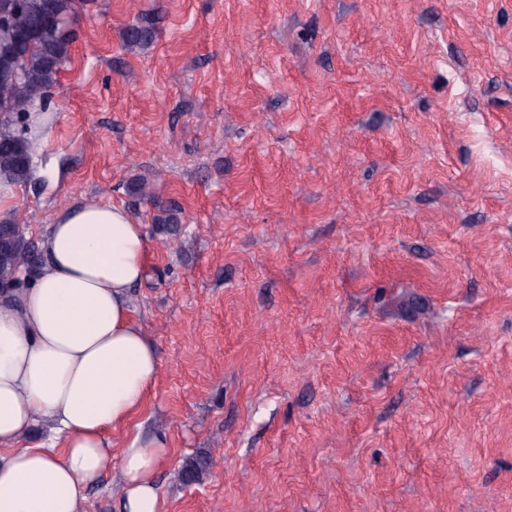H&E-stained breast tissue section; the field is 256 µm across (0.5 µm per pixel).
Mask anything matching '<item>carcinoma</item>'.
<instances>
[{"label":"carcinoma","mask_w":512,"mask_h":512,"mask_svg":"<svg viewBox=\"0 0 512 512\" xmlns=\"http://www.w3.org/2000/svg\"><path fill=\"white\" fill-rule=\"evenodd\" d=\"M79 0H0V176L25 182L32 176L27 139L12 129L13 115L42 104L70 53L72 36L60 27L71 20ZM22 213L0 224V287L40 260L38 245L21 226Z\"/></svg>","instance_id":"obj_1"}]
</instances>
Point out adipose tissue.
Segmentation results:
<instances>
[{"label": "adipose tissue", "instance_id": "adipose-tissue-1", "mask_svg": "<svg viewBox=\"0 0 512 512\" xmlns=\"http://www.w3.org/2000/svg\"><path fill=\"white\" fill-rule=\"evenodd\" d=\"M41 260L0 292V512H85L87 490L117 471L124 512H161L163 438L110 433L142 411L159 358L131 292L147 275L145 227L87 200L43 233ZM50 436L28 443L36 425Z\"/></svg>", "mask_w": 512, "mask_h": 512}]
</instances>
